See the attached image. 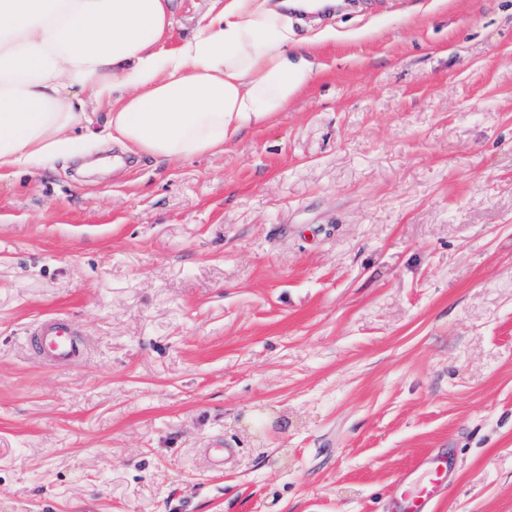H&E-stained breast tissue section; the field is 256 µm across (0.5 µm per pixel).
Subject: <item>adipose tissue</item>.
Masks as SVG:
<instances>
[{"label": "adipose tissue", "instance_id": "obj_1", "mask_svg": "<svg viewBox=\"0 0 512 512\" xmlns=\"http://www.w3.org/2000/svg\"><path fill=\"white\" fill-rule=\"evenodd\" d=\"M172 0H0V179L75 154L88 104L159 161L223 151L314 72L280 0H224L174 49Z\"/></svg>", "mask_w": 512, "mask_h": 512}]
</instances>
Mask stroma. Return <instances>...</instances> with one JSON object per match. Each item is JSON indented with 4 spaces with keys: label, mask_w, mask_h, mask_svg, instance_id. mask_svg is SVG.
Instances as JSON below:
<instances>
[{
    "label": "stroma",
    "mask_w": 512,
    "mask_h": 512,
    "mask_svg": "<svg viewBox=\"0 0 512 512\" xmlns=\"http://www.w3.org/2000/svg\"><path fill=\"white\" fill-rule=\"evenodd\" d=\"M220 7L174 0L168 47ZM295 31L311 80L223 152L122 151L103 106L0 180V512H386L440 448L434 512H512V0ZM34 334L41 357L50 363L64 367L76 359L79 346L75 330L67 321L56 317L42 319L35 325Z\"/></svg>",
    "instance_id": "obj_1"
}]
</instances>
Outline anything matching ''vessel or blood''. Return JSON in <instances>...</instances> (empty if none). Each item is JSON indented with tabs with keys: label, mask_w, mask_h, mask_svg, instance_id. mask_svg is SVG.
Masks as SVG:
<instances>
[{
	"label": "vessel or blood",
	"mask_w": 512,
	"mask_h": 512,
	"mask_svg": "<svg viewBox=\"0 0 512 512\" xmlns=\"http://www.w3.org/2000/svg\"><path fill=\"white\" fill-rule=\"evenodd\" d=\"M34 342L41 357L64 367L77 357L75 330L67 321L48 317L37 322ZM454 465L452 454L422 455L417 464L399 477L389 490L387 512H432L444 492L448 473Z\"/></svg>",
	"instance_id": "1"
}]
</instances>
